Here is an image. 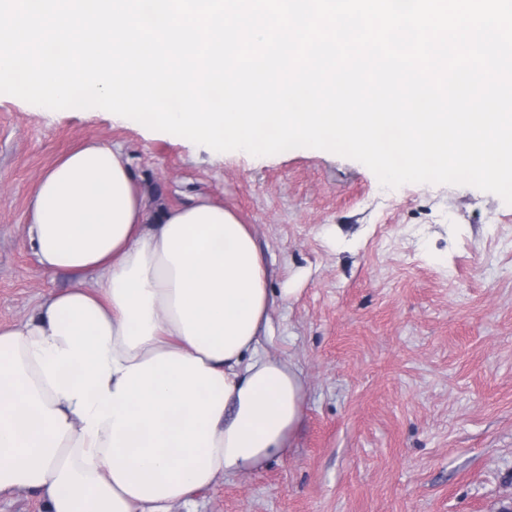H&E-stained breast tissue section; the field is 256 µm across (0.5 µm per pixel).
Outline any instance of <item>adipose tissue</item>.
Returning a JSON list of instances; mask_svg holds the SVG:
<instances>
[{"mask_svg":"<svg viewBox=\"0 0 512 512\" xmlns=\"http://www.w3.org/2000/svg\"><path fill=\"white\" fill-rule=\"evenodd\" d=\"M26 240L74 283L0 328V498L172 512L287 452L304 382L261 349L269 271L233 210L153 214L120 150L90 143L40 177Z\"/></svg>","mask_w":512,"mask_h":512,"instance_id":"obj_1","label":"adipose tissue"}]
</instances>
